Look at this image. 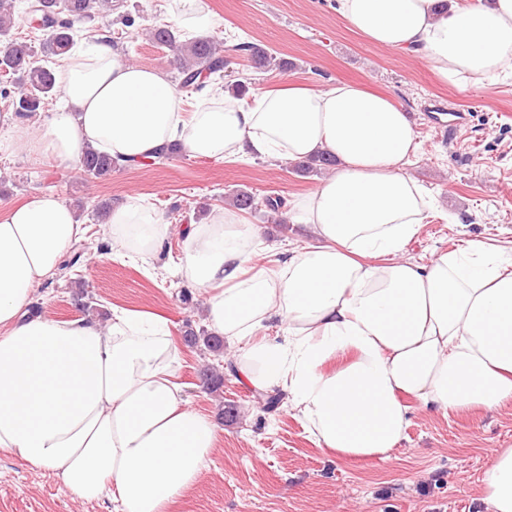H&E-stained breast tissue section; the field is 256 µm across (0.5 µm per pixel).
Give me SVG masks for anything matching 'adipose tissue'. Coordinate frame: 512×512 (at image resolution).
<instances>
[{
    "mask_svg": "<svg viewBox=\"0 0 512 512\" xmlns=\"http://www.w3.org/2000/svg\"><path fill=\"white\" fill-rule=\"evenodd\" d=\"M372 43L425 58L461 90L492 87L512 63V0H330ZM195 33L218 21L207 0H165ZM61 97L37 122L0 124L63 162L85 149L118 164L178 144L216 160L323 152L333 172L287 204L314 243L261 251L259 232L224 206L184 227L176 275L205 295V323L234 345L251 387L284 394L330 454L389 460L424 409L491 410L512 400V257L471 241L426 263L407 257L431 210L403 167L418 150L405 106L361 86L282 81L246 98L196 92L194 111L168 76L123 60L108 40L70 49ZM85 231L52 193L0 217V451L52 471L80 500L117 512H167L199 478L222 432L174 381L166 319L113 309L101 322L32 316L35 286L57 272ZM172 232L140 194L109 214L104 245L153 264ZM279 325L282 340L261 336ZM486 512H512V447L492 449L479 484Z\"/></svg>",
    "mask_w": 512,
    "mask_h": 512,
    "instance_id": "ef3b65f1",
    "label": "adipose tissue"
}]
</instances>
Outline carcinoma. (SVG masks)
I'll list each match as a JSON object with an SVG mask.
<instances>
[{"instance_id":"carcinoma-1","label":"carcinoma","mask_w":512,"mask_h":512,"mask_svg":"<svg viewBox=\"0 0 512 512\" xmlns=\"http://www.w3.org/2000/svg\"><path fill=\"white\" fill-rule=\"evenodd\" d=\"M100 0H37L34 12L40 14L38 26L47 30L42 42V52L51 56L65 55L73 44L74 24L94 17ZM15 0H0V45L6 53L0 57V71L12 77V88L3 89L0 94L12 98L14 111L32 114L40 110L44 100L60 92L56 74L53 70L36 66L33 47L25 42L12 39L14 26ZM150 39L161 47L177 49V63L180 85L183 88L200 89L210 77L224 76L231 59L224 53V46L213 38L198 37L188 42H178L175 31L168 25L150 30ZM236 50L249 56L254 68L278 70L288 69V61L280 59L261 46L241 43ZM336 164L331 156L320 155L296 165V172L307 175L327 169ZM83 172L96 178L111 175L117 164L103 152L88 150L81 162ZM283 201L279 197L259 199L247 191H239L232 196V205L240 210H257L265 207L278 213ZM183 341L188 345L204 342L212 352L224 347V341L218 336H206L198 333L191 324H186Z\"/></svg>"}]
</instances>
